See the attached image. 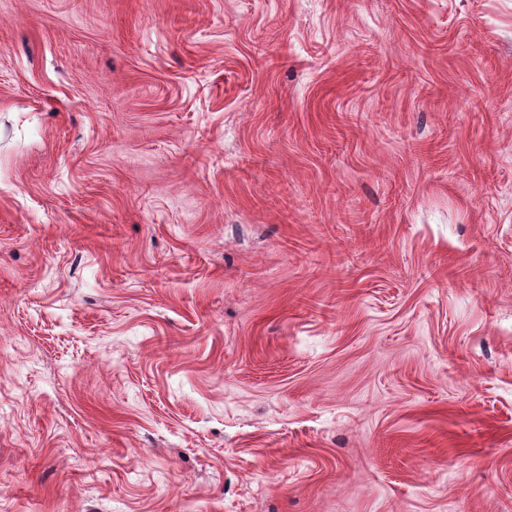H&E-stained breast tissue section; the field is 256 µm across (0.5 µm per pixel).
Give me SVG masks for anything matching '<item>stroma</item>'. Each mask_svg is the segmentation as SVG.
I'll use <instances>...</instances> for the list:
<instances>
[{"label": "stroma", "mask_w": 512, "mask_h": 512, "mask_svg": "<svg viewBox=\"0 0 512 512\" xmlns=\"http://www.w3.org/2000/svg\"><path fill=\"white\" fill-rule=\"evenodd\" d=\"M0 512H512V0H0Z\"/></svg>", "instance_id": "35a3bbf8"}]
</instances>
